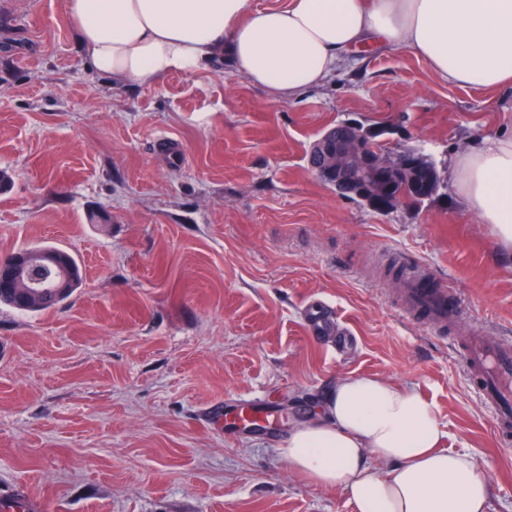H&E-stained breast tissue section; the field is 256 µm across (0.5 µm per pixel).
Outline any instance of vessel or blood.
Here are the masks:
<instances>
[{
	"instance_id": "b4317fda",
	"label": "vessel or blood",
	"mask_w": 512,
	"mask_h": 512,
	"mask_svg": "<svg viewBox=\"0 0 512 512\" xmlns=\"http://www.w3.org/2000/svg\"><path fill=\"white\" fill-rule=\"evenodd\" d=\"M399 264L407 279L399 301L407 318L426 314L434 331L445 329L449 322L461 315L459 305L448 299L447 288L431 286V272L407 256H400ZM304 323L315 336H349V328L329 315L326 309L308 307ZM457 348L466 359L469 380L483 403L495 416V426L501 442L512 440V339L490 336L483 331L458 340ZM272 414L262 401H254L239 410L225 413L224 424L232 431L248 426L268 425Z\"/></svg>"
}]
</instances>
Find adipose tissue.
<instances>
[{"mask_svg":"<svg viewBox=\"0 0 512 512\" xmlns=\"http://www.w3.org/2000/svg\"><path fill=\"white\" fill-rule=\"evenodd\" d=\"M86 61L144 85L221 60L280 102L323 85L368 43L407 49L452 86L512 87V0H67ZM463 207L512 244V137L456 155ZM318 419L279 453L355 512H488L492 484L474 458L442 448L437 410L377 376L337 379Z\"/></svg>","mask_w":512,"mask_h":512,"instance_id":"ef3b65f1","label":"adipose tissue"}]
</instances>
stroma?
<instances>
[{
  "label": "stroma",
  "mask_w": 512,
  "mask_h": 512,
  "mask_svg": "<svg viewBox=\"0 0 512 512\" xmlns=\"http://www.w3.org/2000/svg\"><path fill=\"white\" fill-rule=\"evenodd\" d=\"M65 2L0 0V257L53 244L82 273L53 310L0 303V497L25 490L43 512H355L277 450L336 379L374 375L429 398L444 448L488 474V512H512V445L450 340L399 312L395 262L457 291L452 337L512 336V247L452 177L457 153L512 132V94L371 47L286 103L220 61L124 85L84 59ZM348 117L423 146L438 194L386 212L337 195L309 154ZM312 302L353 330L343 357L307 333ZM258 398L272 428L225 432V404Z\"/></svg>",
  "instance_id": "1"
}]
</instances>
